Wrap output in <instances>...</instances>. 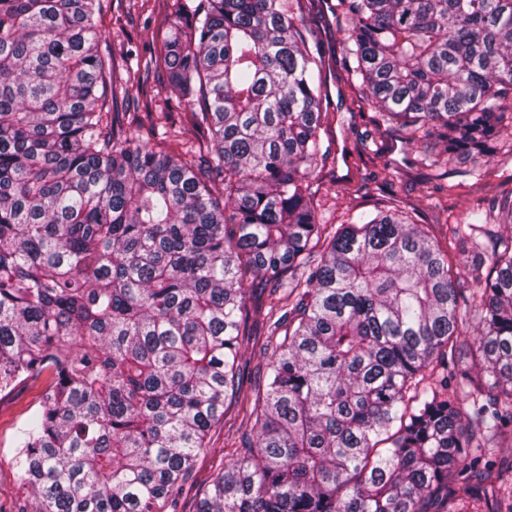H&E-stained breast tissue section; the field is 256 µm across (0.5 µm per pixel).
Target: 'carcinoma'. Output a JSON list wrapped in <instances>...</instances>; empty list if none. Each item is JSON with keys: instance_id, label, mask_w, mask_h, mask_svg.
Here are the masks:
<instances>
[{"instance_id": "cac0c4a2", "label": "carcinoma", "mask_w": 512, "mask_h": 512, "mask_svg": "<svg viewBox=\"0 0 512 512\" xmlns=\"http://www.w3.org/2000/svg\"><path fill=\"white\" fill-rule=\"evenodd\" d=\"M104 2L0 0V391L52 374L17 431L30 512H178L233 403L253 433L197 512H512V196L453 228L463 279L394 196L318 220L321 0H174L160 68L201 142L135 136ZM332 10L359 110L449 160L512 148V0ZM255 290L283 338L247 390Z\"/></svg>"}]
</instances>
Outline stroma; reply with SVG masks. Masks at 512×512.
<instances>
[{
  "mask_svg": "<svg viewBox=\"0 0 512 512\" xmlns=\"http://www.w3.org/2000/svg\"><path fill=\"white\" fill-rule=\"evenodd\" d=\"M171 10L172 0H108L99 27L115 63L117 86L138 78L150 65L157 33ZM301 23L313 32L327 63L325 81L332 120L326 137L331 155L313 180L321 201L320 220L341 223L349 211L373 209L394 190L403 206L414 211L415 222L429 225L445 244L452 238V227L460 223L470 206L512 195V152L461 157L449 162L443 173L421 162L424 155L438 154L434 143H407L397 127L353 112L342 73L343 19L324 7L303 16ZM156 112L171 113L178 127H192L191 114L179 104L168 84L153 80L138 95L136 112L129 117L130 131L136 135L145 132ZM50 380V374L44 372L12 392H0V512H18L27 497L13 477L16 432L39 409ZM252 425L245 410L228 407L224 422L211 432L209 453L186 486L182 512H196L210 477L223 467L228 453Z\"/></svg>",
  "mask_w": 512,
  "mask_h": 512,
  "instance_id": "35a3bbf8",
  "label": "stroma"
}]
</instances>
